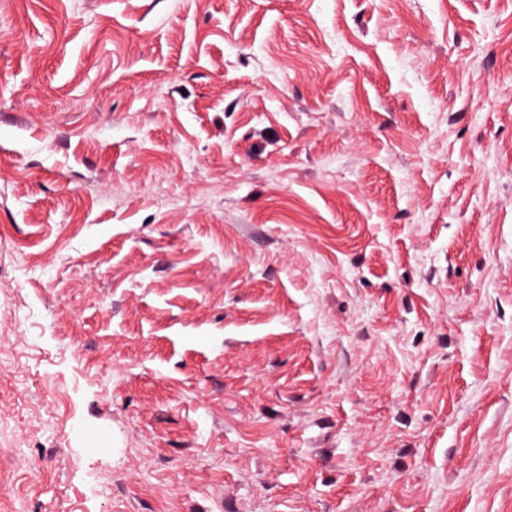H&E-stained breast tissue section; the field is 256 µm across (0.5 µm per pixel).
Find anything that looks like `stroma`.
I'll use <instances>...</instances> for the list:
<instances>
[{"label":"stroma","instance_id":"stroma-1","mask_svg":"<svg viewBox=\"0 0 512 512\" xmlns=\"http://www.w3.org/2000/svg\"><path fill=\"white\" fill-rule=\"evenodd\" d=\"M0 512H512V0H0Z\"/></svg>","mask_w":512,"mask_h":512}]
</instances>
